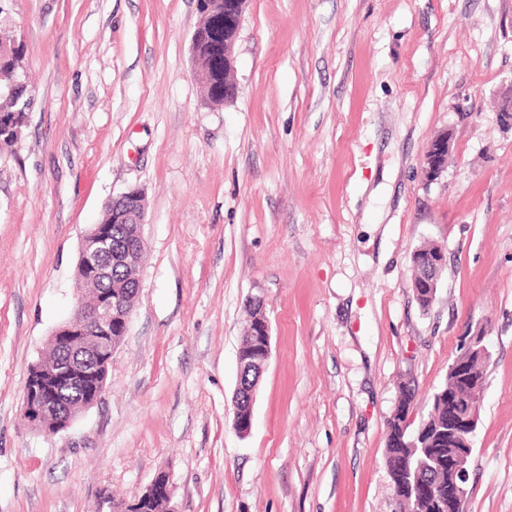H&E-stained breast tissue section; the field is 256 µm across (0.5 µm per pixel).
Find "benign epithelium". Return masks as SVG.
<instances>
[{
	"label": "benign epithelium",
	"instance_id": "benign-epithelium-1",
	"mask_svg": "<svg viewBox=\"0 0 512 512\" xmlns=\"http://www.w3.org/2000/svg\"><path fill=\"white\" fill-rule=\"evenodd\" d=\"M246 0H224V100L234 98L236 88L229 75L234 66V46L241 25ZM502 125L512 129V88L501 99L498 111ZM453 146L452 134L443 132L429 144L422 163V173L426 180L438 178L448 166V156ZM112 209V223L131 224L133 232L123 244L112 242V231L107 224H94L84 235L77 266L84 277L83 282L104 279L113 268L139 271L141 253L144 248L142 227L145 223L146 204L140 189L130 188L115 196L109 202ZM445 263L443 249L431 252L420 249L414 268L420 271L419 278L412 280L411 288L419 305L426 309L434 301L437 283ZM140 285L124 292L102 295L91 301L80 300L66 323L53 333L59 346L69 345L78 337L86 347L98 353L102 366L112 360L128 331L129 318ZM251 313L243 336L264 337V343L253 354L237 359L239 368L254 369L263 373L271 357V329L266 314L265 299L260 295L246 300ZM466 359H454L448 367V375L453 378V388L448 391V512H463L468 495L467 466L473 452L472 438L476 431L483 398L482 371L489 358L484 344V335L476 332L463 337ZM34 374L24 388L23 413L27 422L48 435L67 429L73 418L61 415L53 418L56 398L43 399L31 394L37 390L36 374L42 372L39 365L32 366ZM392 487L406 488L409 465L401 462L387 467Z\"/></svg>",
	"mask_w": 512,
	"mask_h": 512
}]
</instances>
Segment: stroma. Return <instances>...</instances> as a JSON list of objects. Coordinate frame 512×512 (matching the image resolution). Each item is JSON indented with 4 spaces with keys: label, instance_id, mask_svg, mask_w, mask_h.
I'll return each mask as SVG.
<instances>
[{
    "label": "stroma",
    "instance_id": "stroma-1",
    "mask_svg": "<svg viewBox=\"0 0 512 512\" xmlns=\"http://www.w3.org/2000/svg\"><path fill=\"white\" fill-rule=\"evenodd\" d=\"M35 104L0 152V512H95L161 471L176 512H391L384 452L483 332L464 512H512V0H247L205 103L196 0H0ZM454 137L426 180L431 140ZM144 191L141 290L101 400L48 436L23 388L72 314L80 241ZM442 246L429 308L413 252ZM271 358L233 427L245 300ZM453 146L452 134L443 132L429 144L422 163V173L426 180L438 178L448 166V156Z\"/></svg>",
    "mask_w": 512,
    "mask_h": 512
}]
</instances>
